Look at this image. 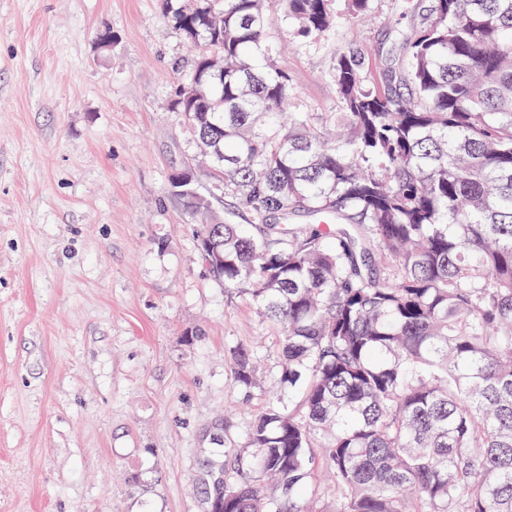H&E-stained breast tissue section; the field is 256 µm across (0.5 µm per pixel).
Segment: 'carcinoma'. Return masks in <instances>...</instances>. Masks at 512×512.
Wrapping results in <instances>:
<instances>
[{
	"mask_svg": "<svg viewBox=\"0 0 512 512\" xmlns=\"http://www.w3.org/2000/svg\"><path fill=\"white\" fill-rule=\"evenodd\" d=\"M198 54L173 106L256 224L178 188L209 272L280 332L272 402L210 478V512H512V0H431L389 84L336 51L344 136L290 111L265 0H162ZM301 35L372 0H283ZM216 55L224 72L201 69ZM256 349L231 356L236 389Z\"/></svg>",
	"mask_w": 512,
	"mask_h": 512,
	"instance_id": "obj_1",
	"label": "carcinoma"
}]
</instances>
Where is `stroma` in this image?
<instances>
[{
    "label": "stroma",
    "instance_id": "35a3bbf8",
    "mask_svg": "<svg viewBox=\"0 0 512 512\" xmlns=\"http://www.w3.org/2000/svg\"><path fill=\"white\" fill-rule=\"evenodd\" d=\"M428 4L305 37L272 5L295 111L333 122L344 46L383 82ZM193 59L162 0H0V512H209L203 463L280 396L233 389L234 349L277 373L278 331L169 191L204 165L172 106Z\"/></svg>",
    "mask_w": 512,
    "mask_h": 512
}]
</instances>
